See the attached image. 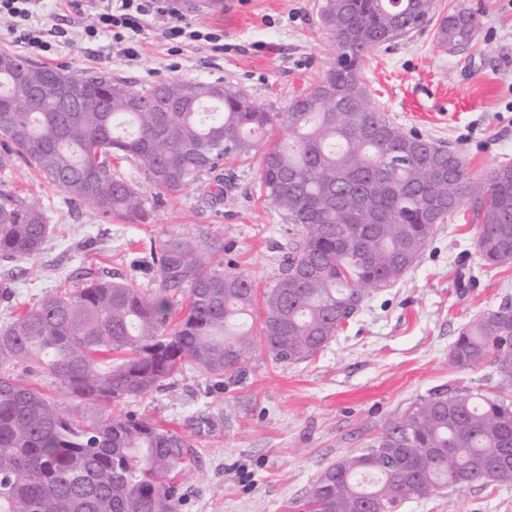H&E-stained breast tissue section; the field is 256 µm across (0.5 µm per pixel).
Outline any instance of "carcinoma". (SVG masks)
Masks as SVG:
<instances>
[{"mask_svg":"<svg viewBox=\"0 0 512 512\" xmlns=\"http://www.w3.org/2000/svg\"><path fill=\"white\" fill-rule=\"evenodd\" d=\"M436 0H322L319 25L336 58L286 107L255 102L230 83L169 80L148 88L85 76L0 51V143L73 202L138 224L149 197L112 170L126 159L155 195L176 196L226 159L264 149L259 192L302 238L286 274L262 293V343L278 363L322 351L362 306L421 258L436 225L470 205L482 265L512 264V164L471 176L461 155L407 134L371 102L359 71L375 46L434 21ZM482 20L460 6L437 24L440 45L471 44ZM139 101L133 109L130 99ZM175 104L186 112H171ZM287 138L263 146L275 130ZM42 207L0 193V256L27 261L49 235ZM156 290L97 278L52 292L0 324V512H179L176 470L190 440L135 414L77 420L87 404L142 397L190 367L240 373L255 347L252 277L181 240L161 245ZM188 284L185 312L170 322ZM448 357L488 362L512 383V305L463 326ZM51 375L59 401L14 373ZM512 482V402L441 387L391 424L371 451L316 479L299 512H397L446 487Z\"/></svg>","mask_w":512,"mask_h":512,"instance_id":"carcinoma-1","label":"carcinoma"}]
</instances>
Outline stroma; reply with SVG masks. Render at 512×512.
Returning <instances> with one entry per match:
<instances>
[{
  "label": "stroma",
  "instance_id": "obj_1",
  "mask_svg": "<svg viewBox=\"0 0 512 512\" xmlns=\"http://www.w3.org/2000/svg\"><path fill=\"white\" fill-rule=\"evenodd\" d=\"M321 0H232L230 10L182 9L183 21L224 34V51L203 41H167L165 21L150 22L139 58L112 51L110 39L83 38L72 8L50 9L46 26L67 31L48 66L107 74L141 87L170 79L229 82L258 104L282 108L333 59L318 24ZM463 6L484 19L475 41L448 50L434 25L375 46L360 78L373 105L405 132L459 152L473 177L512 164V0H436L438 14ZM262 153L225 163L224 198L195 187L155 204L132 224L70 201L22 160L0 168V192L38 201L52 225L42 251L24 262L0 260V323L39 303L59 285L112 276L146 291L160 282L155 255L179 238L224 254V267L248 273L257 290L288 268L300 243L261 197ZM478 227L468 208L438 225L419 263L399 281L370 292L359 312L311 360L286 364L256 346L243 374L176 373L149 394L120 404L184 434L194 459L179 479V512H293L330 464L361 452L430 391L443 386L512 400L485 363L459 369L448 351L477 314L512 305V264L481 267ZM398 512H512V482L440 490Z\"/></svg>",
  "mask_w": 512,
  "mask_h": 512
}]
</instances>
